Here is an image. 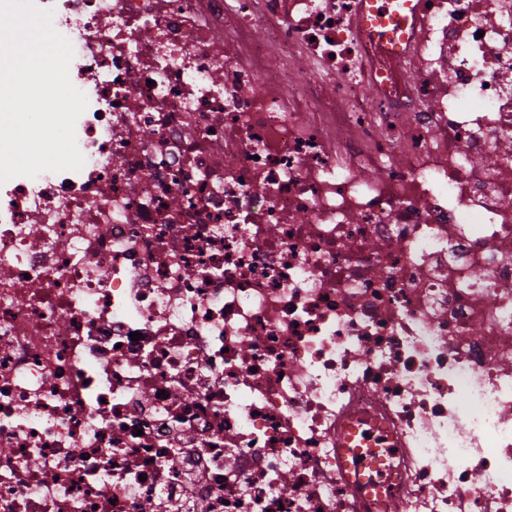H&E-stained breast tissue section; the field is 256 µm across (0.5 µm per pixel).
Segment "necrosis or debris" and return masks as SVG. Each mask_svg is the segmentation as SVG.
Masks as SVG:
<instances>
[{
  "label": "necrosis or debris",
  "mask_w": 512,
  "mask_h": 512,
  "mask_svg": "<svg viewBox=\"0 0 512 512\" xmlns=\"http://www.w3.org/2000/svg\"><path fill=\"white\" fill-rule=\"evenodd\" d=\"M36 3L85 163L0 184V512H512V0L396 58L362 0Z\"/></svg>",
  "instance_id": "4bbe7bcc"
}]
</instances>
